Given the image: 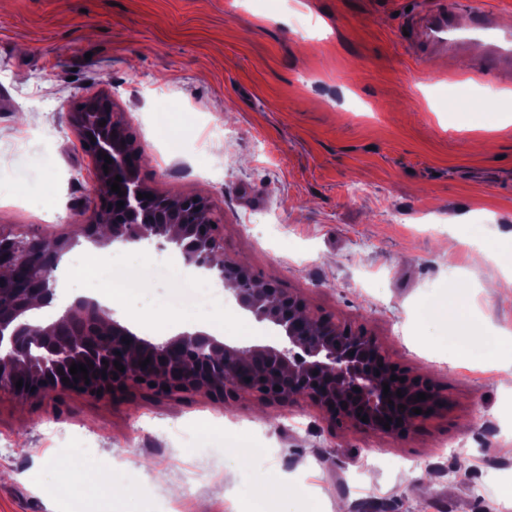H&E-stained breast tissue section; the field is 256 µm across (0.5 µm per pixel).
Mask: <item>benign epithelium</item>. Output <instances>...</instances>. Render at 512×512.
Listing matches in <instances>:
<instances>
[{"label": "benign epithelium", "mask_w": 512, "mask_h": 512, "mask_svg": "<svg viewBox=\"0 0 512 512\" xmlns=\"http://www.w3.org/2000/svg\"><path fill=\"white\" fill-rule=\"evenodd\" d=\"M71 121L95 160L99 194L93 216L77 231L101 246L174 245L185 266L200 276L224 280V288L242 310L271 323L280 333L279 342L231 346L203 331H184L162 340L144 338L114 317L112 309L85 296L76 297L55 318L39 320L35 312L55 299L54 272L66 242L46 235L0 233V392L24 397L61 391L97 398L143 385L158 395L205 389L226 398L256 394L264 401L304 399L333 424L399 434L440 404L429 381L391 369L378 338L364 325L315 317L297 296L257 279L244 263L224 258V244L206 201L187 197L183 205L173 207L159 199L138 198L145 193L138 156L108 99L83 104L71 113ZM103 153L112 159L107 171ZM117 175L122 178V196L111 191ZM121 201L124 206L119 208ZM21 268L28 271V278L17 281L14 272ZM147 358L150 363L141 367ZM116 361L124 370L116 369ZM74 363L93 364L88 378L70 374ZM64 376L69 383L62 382ZM20 379L29 388H17ZM399 392L403 397L397 396ZM421 392L427 399L414 401ZM415 408L422 413H414ZM363 416L368 422L361 420Z\"/></svg>", "instance_id": "1"}]
</instances>
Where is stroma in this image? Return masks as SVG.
I'll use <instances>...</instances> for the list:
<instances>
[{
    "label": "stroma",
    "instance_id": "35a3bbf8",
    "mask_svg": "<svg viewBox=\"0 0 512 512\" xmlns=\"http://www.w3.org/2000/svg\"><path fill=\"white\" fill-rule=\"evenodd\" d=\"M403 0H8L0 8V231L67 240L58 304L88 293L75 232L97 202L70 114L112 103L143 185L212 206L226 257L309 311L365 324L443 398L405 436L339 428L306 400L131 387L101 398L0 393V512H512V111L471 56L417 62ZM494 110H487V101ZM464 319L431 307L448 286ZM154 285L109 301L137 335L275 329L227 304L153 311ZM493 340L471 347L474 336ZM86 481L58 490L57 463ZM272 473L286 495L253 498ZM109 484H102L100 475ZM486 485L484 499L470 492ZM125 489L113 497L111 486Z\"/></svg>",
    "mask_w": 512,
    "mask_h": 512
}]
</instances>
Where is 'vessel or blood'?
<instances>
[{
	"instance_id": "b4317fda",
	"label": "vessel or blood",
	"mask_w": 512,
	"mask_h": 512,
	"mask_svg": "<svg viewBox=\"0 0 512 512\" xmlns=\"http://www.w3.org/2000/svg\"><path fill=\"white\" fill-rule=\"evenodd\" d=\"M410 13L418 28L412 38L417 60L433 54L455 55L478 53L475 71L496 81L512 80V31L501 29L490 10L464 5L463 0H440L434 8H426L421 0H411ZM468 10L471 22L460 28L456 16Z\"/></svg>"
}]
</instances>
